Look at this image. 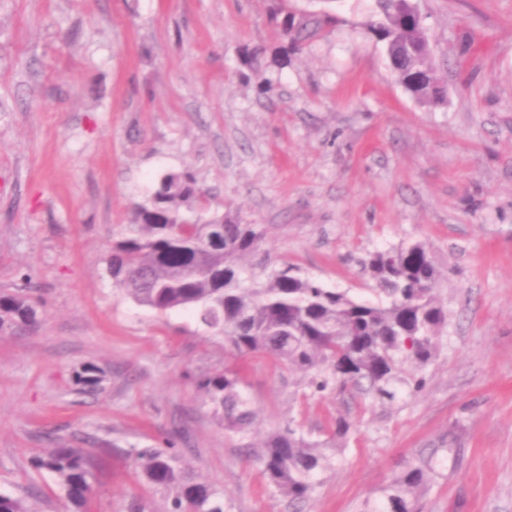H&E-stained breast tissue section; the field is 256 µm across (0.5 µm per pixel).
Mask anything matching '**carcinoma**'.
<instances>
[{
  "label": "carcinoma",
  "instance_id": "carcinoma-1",
  "mask_svg": "<svg viewBox=\"0 0 512 512\" xmlns=\"http://www.w3.org/2000/svg\"><path fill=\"white\" fill-rule=\"evenodd\" d=\"M290 0H279L270 21L285 44L272 53L244 51L249 67L288 65V47L325 31L334 17L327 11L298 14ZM388 57L399 82L417 100L435 103L442 82L430 60L424 18L403 0H377ZM206 191L186 171L158 175L150 195L134 204L130 222L112 235L109 272L115 289L158 313L193 312L220 335L239 357L264 356L307 377L313 392L353 384L380 401L396 398L404 365L416 370L434 358L440 333L448 327V308L436 296L439 275L427 245L401 244L367 254L361 261L380 296L359 301L348 292L326 288L288 262L261 254L264 230L242 224L231 213L209 214ZM208 219L214 242L202 219ZM37 311L23 296L0 293V334L30 326ZM242 366L234 364L197 381L205 404L224 429L250 433L255 414L242 388ZM267 490L292 506L308 500L332 457L303 433L288 428L270 435L255 450ZM143 495L129 512H146L145 495L161 492L163 512H229L224 491L194 481L171 448H142L133 454ZM31 466L52 473L75 512H90L95 496L93 456L77 448H54L36 455ZM425 469L409 464L363 512H419L413 490ZM0 512H36L27 499L0 492Z\"/></svg>",
  "mask_w": 512,
  "mask_h": 512
}]
</instances>
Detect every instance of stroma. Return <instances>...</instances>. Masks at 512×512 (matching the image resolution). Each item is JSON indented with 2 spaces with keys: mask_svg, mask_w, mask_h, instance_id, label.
<instances>
[{
  "mask_svg": "<svg viewBox=\"0 0 512 512\" xmlns=\"http://www.w3.org/2000/svg\"><path fill=\"white\" fill-rule=\"evenodd\" d=\"M445 102L399 83L370 29L375 0H292L337 23L282 72L270 0H0V292L29 293L35 326L0 336V490L67 512L31 458L97 459L91 512H126L137 448H175L231 512H360L407 464H428L420 512H512V0H416ZM273 91L259 94L265 80ZM166 170L210 210L265 230L272 257L374 302L358 261L430 247L448 328L424 385L393 402L353 386L311 395L300 373L244 363L250 440L227 432L196 381L233 360L184 310L112 285V231ZM98 368L94 389L78 384ZM351 429L299 510L270 495L249 444L300 424Z\"/></svg>",
  "mask_w": 512,
  "mask_h": 512,
  "instance_id": "35a3bbf8",
  "label": "stroma"
}]
</instances>
